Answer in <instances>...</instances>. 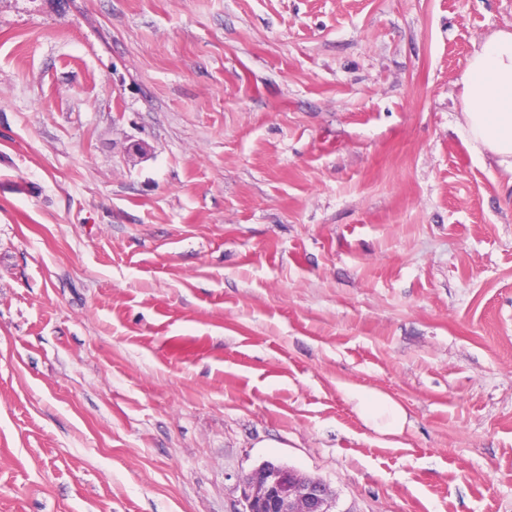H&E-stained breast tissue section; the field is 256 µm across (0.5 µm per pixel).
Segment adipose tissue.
<instances>
[{
  "label": "adipose tissue",
  "instance_id": "1",
  "mask_svg": "<svg viewBox=\"0 0 512 512\" xmlns=\"http://www.w3.org/2000/svg\"><path fill=\"white\" fill-rule=\"evenodd\" d=\"M463 132L471 148L512 174V30H499L470 56L461 76ZM362 417L376 431L403 433L407 416L388 396L355 391Z\"/></svg>",
  "mask_w": 512,
  "mask_h": 512
}]
</instances>
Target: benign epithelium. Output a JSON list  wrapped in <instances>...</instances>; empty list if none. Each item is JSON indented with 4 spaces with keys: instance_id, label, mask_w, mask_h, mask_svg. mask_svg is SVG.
Listing matches in <instances>:
<instances>
[{
    "instance_id": "1",
    "label": "benign epithelium",
    "mask_w": 512,
    "mask_h": 512,
    "mask_svg": "<svg viewBox=\"0 0 512 512\" xmlns=\"http://www.w3.org/2000/svg\"><path fill=\"white\" fill-rule=\"evenodd\" d=\"M240 512H336L324 482L281 462L265 461L238 477Z\"/></svg>"
}]
</instances>
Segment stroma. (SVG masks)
I'll return each mask as SVG.
<instances>
[{"label":"stroma","mask_w":512,"mask_h":512,"mask_svg":"<svg viewBox=\"0 0 512 512\" xmlns=\"http://www.w3.org/2000/svg\"><path fill=\"white\" fill-rule=\"evenodd\" d=\"M512 0H0V512H512ZM401 405L366 425L349 389ZM463 132L512 175V30H499L468 59L461 76ZM238 512H335L336 493L324 482L281 462L264 461L238 477Z\"/></svg>","instance_id":"35a3bbf8"}]
</instances>
